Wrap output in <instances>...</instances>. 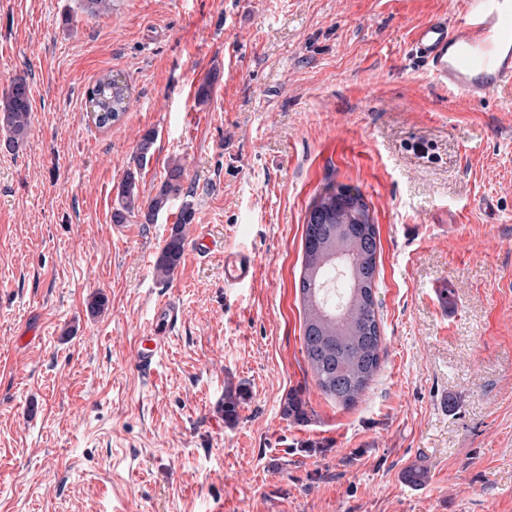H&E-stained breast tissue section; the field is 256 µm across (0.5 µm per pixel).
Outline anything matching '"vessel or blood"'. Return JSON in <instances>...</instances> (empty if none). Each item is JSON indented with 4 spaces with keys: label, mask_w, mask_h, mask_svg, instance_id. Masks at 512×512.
<instances>
[{
    "label": "vessel or blood",
    "mask_w": 512,
    "mask_h": 512,
    "mask_svg": "<svg viewBox=\"0 0 512 512\" xmlns=\"http://www.w3.org/2000/svg\"><path fill=\"white\" fill-rule=\"evenodd\" d=\"M411 54L434 85L473 101L485 99L503 84H512V0H461L452 16H437L414 28ZM258 268L253 251L225 248V287L252 284ZM182 320L175 302L155 304L150 333L139 338L134 351L139 374L154 375Z\"/></svg>",
    "instance_id": "obj_1"
}]
</instances>
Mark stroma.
<instances>
[{
    "instance_id": "stroma-1",
    "label": "stroma",
    "mask_w": 512,
    "mask_h": 512,
    "mask_svg": "<svg viewBox=\"0 0 512 512\" xmlns=\"http://www.w3.org/2000/svg\"><path fill=\"white\" fill-rule=\"evenodd\" d=\"M456 5L0 0V97L23 78L32 103L19 147L0 130V512H512V85L469 101L409 53ZM108 72L130 98L101 128ZM175 161L195 223L257 254L253 285L225 287L222 250L157 277L180 203L113 223L127 173L144 204ZM331 183L379 239L384 354L350 407L316 384L295 291ZM163 297L184 320L148 379L133 350ZM87 92L95 96L93 98L87 95L92 111L97 114L103 111L104 116L101 120L97 121V118H94L99 127H105L119 120L127 111L128 87L118 78V75L110 72L101 75ZM111 114L112 120L109 118Z\"/></svg>"
}]
</instances>
